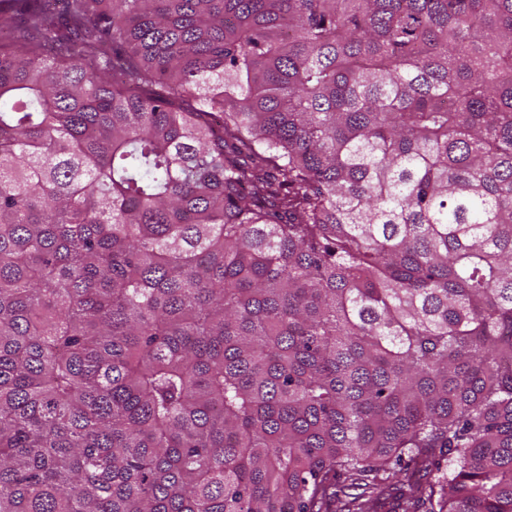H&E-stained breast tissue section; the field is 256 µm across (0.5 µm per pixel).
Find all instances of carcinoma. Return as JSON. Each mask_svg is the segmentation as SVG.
<instances>
[{
    "label": "carcinoma",
    "mask_w": 512,
    "mask_h": 512,
    "mask_svg": "<svg viewBox=\"0 0 512 512\" xmlns=\"http://www.w3.org/2000/svg\"><path fill=\"white\" fill-rule=\"evenodd\" d=\"M63 4L0 0V512H512V0Z\"/></svg>",
    "instance_id": "cac0c4a2"
}]
</instances>
